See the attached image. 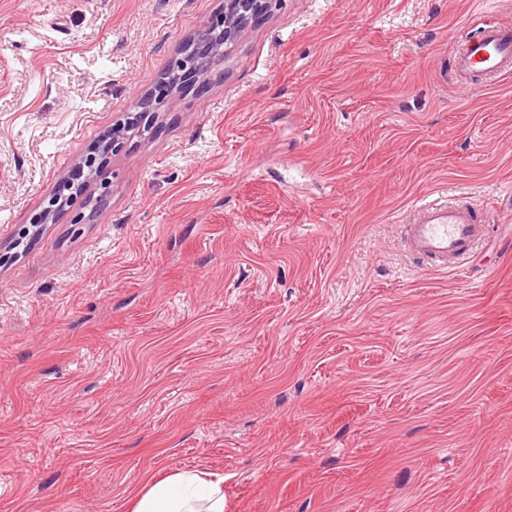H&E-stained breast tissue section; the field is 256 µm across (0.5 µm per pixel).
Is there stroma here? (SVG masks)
I'll return each mask as SVG.
<instances>
[{"mask_svg":"<svg viewBox=\"0 0 512 512\" xmlns=\"http://www.w3.org/2000/svg\"><path fill=\"white\" fill-rule=\"evenodd\" d=\"M474 2L279 0L34 237L224 0H0V512L194 469L224 512H512V245L402 244L443 189L512 228V78L453 77Z\"/></svg>","mask_w":512,"mask_h":512,"instance_id":"obj_1","label":"stroma"}]
</instances>
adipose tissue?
<instances>
[{
    "mask_svg": "<svg viewBox=\"0 0 512 512\" xmlns=\"http://www.w3.org/2000/svg\"><path fill=\"white\" fill-rule=\"evenodd\" d=\"M132 512H224V482L192 471L152 480L133 493Z\"/></svg>",
    "mask_w": 512,
    "mask_h": 512,
    "instance_id": "ef3b65f1",
    "label": "adipose tissue"
}]
</instances>
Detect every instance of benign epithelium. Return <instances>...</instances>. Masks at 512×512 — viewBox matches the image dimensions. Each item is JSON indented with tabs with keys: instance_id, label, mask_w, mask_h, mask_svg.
<instances>
[{
	"instance_id": "benign-epithelium-1",
	"label": "benign epithelium",
	"mask_w": 512,
	"mask_h": 512,
	"mask_svg": "<svg viewBox=\"0 0 512 512\" xmlns=\"http://www.w3.org/2000/svg\"><path fill=\"white\" fill-rule=\"evenodd\" d=\"M275 4L277 0H224V10L180 48L170 65L173 79H163L156 92L143 99L142 111L112 125V146L135 135L155 132L153 123L144 121L145 115L168 95L181 91L185 83L191 81L197 84L198 93H206L241 31L260 22ZM83 170L87 171L85 180L94 179L97 172L94 160L87 159L82 165L62 173L59 186L64 190L75 188L74 174Z\"/></svg>"
}]
</instances>
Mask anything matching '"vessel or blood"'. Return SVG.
<instances>
[{
	"label": "vessel or blood",
	"instance_id": "obj_1",
	"mask_svg": "<svg viewBox=\"0 0 512 512\" xmlns=\"http://www.w3.org/2000/svg\"><path fill=\"white\" fill-rule=\"evenodd\" d=\"M455 70L460 91L491 85L512 75V25L484 23L458 42ZM495 228L487 222L481 200L457 203L435 199L417 205L405 226L404 245L422 265L447 270L472 257L477 244L490 241Z\"/></svg>",
	"mask_w": 512,
	"mask_h": 512
}]
</instances>
